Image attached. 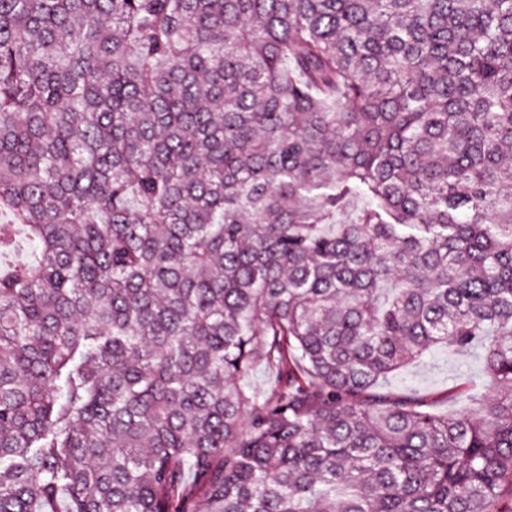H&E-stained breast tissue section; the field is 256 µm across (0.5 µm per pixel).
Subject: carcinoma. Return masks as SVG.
<instances>
[{"instance_id": "obj_1", "label": "carcinoma", "mask_w": 512, "mask_h": 512, "mask_svg": "<svg viewBox=\"0 0 512 512\" xmlns=\"http://www.w3.org/2000/svg\"><path fill=\"white\" fill-rule=\"evenodd\" d=\"M1 212L0 512H512V0H0ZM483 358V352L479 348L458 353L437 348L390 374L383 381V385L390 391L409 390L418 396L434 400L435 409L441 413H453L466 407L474 408L469 394L457 399H447L448 387L463 378L478 383L483 370Z\"/></svg>"}]
</instances>
